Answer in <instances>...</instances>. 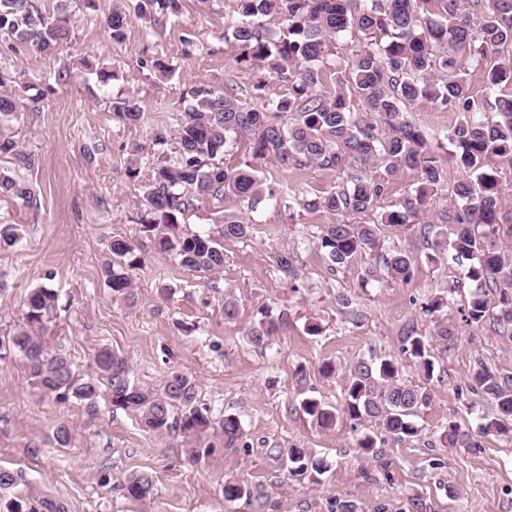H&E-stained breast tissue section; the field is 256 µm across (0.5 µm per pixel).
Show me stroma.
Listing matches in <instances>:
<instances>
[{"instance_id":"obj_1","label":"stroma","mask_w":512,"mask_h":512,"mask_svg":"<svg viewBox=\"0 0 512 512\" xmlns=\"http://www.w3.org/2000/svg\"><path fill=\"white\" fill-rule=\"evenodd\" d=\"M135 11L137 0H95L94 9L73 0L70 39L53 54L0 36V72L18 80L25 108L1 124L32 155L25 168L0 155V170L17 173L34 191L32 202L0 196V224H17L21 244L0 251V338L22 322L30 289L45 286L58 295L57 309L43 332L51 349L69 354L79 372H89L102 347L124 354L141 384L159 385L168 372L192 378L199 406L212 418L235 415L238 439L209 433L186 436L180 428L158 434L145 430L132 413L100 396L94 407L33 388L16 352L0 351V467L17 472L10 494L32 506L53 501L65 512H336L353 504L357 512H408L410 498L426 512H512V440L479 438L474 448H446L439 437L448 423L477 431L487 402L471 394L466 381L476 361L512 368V342L490 327L464 328L445 341L433 335L421 306L436 294L448 297V314L459 319L471 289L456 266L423 260L416 227H386L384 249L418 253L409 284L359 279L370 257L344 272L331 271L320 236L329 218L316 210L273 206L250 210L231 198L222 208L205 204L194 213L189 231L220 237L219 211L250 216L255 231L246 240L221 239L224 270L217 275L179 266L174 256L156 251L140 230L139 182L129 178L133 144L153 154L151 133L173 128L184 109L186 90L197 84L231 82L248 105H258L253 86L258 74L238 63L231 46L239 20L236 0H183L182 12L157 27L134 19L122 45H113L104 27L115 5ZM89 59L115 71L101 84ZM172 65L163 77L152 65ZM69 69L67 84L54 75ZM134 95L143 112L138 125L125 126L110 107L112 97ZM268 182L287 184L299 201L340 181V173L309 167L284 171L260 166ZM130 240L142 263L132 270L134 295L116 298L102 276L112 238ZM295 252L298 278H285L275 253ZM236 298L235 320L224 318L225 298ZM284 311L288 324L263 349L245 332L260 310ZM323 331L311 336L308 321ZM429 336L435 361L432 400L417 419L418 437L386 441L376 453L360 454L348 422L322 430L303 414L299 402L313 397L341 407L342 383L360 360L394 356L403 375L415 379L401 351L408 324ZM336 366L325 377L320 367ZM70 442L54 439L59 425ZM305 448L323 457L324 474L289 472L278 449ZM200 450L191 461L187 448ZM153 474V496L136 501L122 483L132 473ZM248 485V496L226 500L229 481Z\"/></svg>"}]
</instances>
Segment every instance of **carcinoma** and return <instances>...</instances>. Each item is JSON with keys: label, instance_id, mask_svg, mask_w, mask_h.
I'll return each instance as SVG.
<instances>
[{"label": "carcinoma", "instance_id": "carcinoma-1", "mask_svg": "<svg viewBox=\"0 0 512 512\" xmlns=\"http://www.w3.org/2000/svg\"><path fill=\"white\" fill-rule=\"evenodd\" d=\"M69 4L62 0L56 17L49 20L33 0H0V34L30 43L51 53L70 36ZM180 0H139L137 15L153 23L158 16L176 15ZM242 21L232 33L240 60L260 73L256 89L268 79L288 84V94L269 97L259 107L244 104L239 91L229 84L195 85L186 95L191 104L176 116L177 127L159 128L152 134L155 146L175 140L176 151L153 156L138 198L142 232L153 237L159 251L171 253L179 265L193 272L210 274L224 270L223 247L212 237L186 232L188 216L213 201L239 198L254 208L266 203L292 210L288 190L273 186L259 176L256 164L272 162L283 170L316 166L341 171L344 181L319 191L302 205L331 218L320 237L330 269L358 265L373 257L365 268L367 279L389 278L408 283L417 257L409 250L382 251L381 227H401L422 215L432 194L448 180L437 148L416 125L407 106L429 97L458 113L446 139L455 147L452 155L461 173L454 182L450 207L454 214H441L438 223L423 225L426 259H445L464 271L473 288L460 311L465 326L489 321L499 328L512 327V263H505V248L512 244V217L501 212L502 170L512 169V65L496 64L487 73L491 87L511 90L486 105L471 95L467 70L459 54L479 59L512 46V0H238ZM278 16L287 23L279 38L266 32V19ZM481 19L474 26V18ZM129 14L116 7L105 18L112 44L126 39ZM361 37L351 51L347 66L351 80L338 79L334 91H320L324 70L335 65L336 43L345 35ZM14 79L0 73V116L23 107L11 91ZM115 116L127 126L142 118L138 100L132 96L112 101ZM243 151L245 161L230 162V150ZM13 156L18 164L31 166V159L17 142L0 132V155ZM375 167L384 177L370 174ZM419 174L418 185L392 208L375 213L376 203L388 193L391 181L405 171ZM0 195L30 202L33 189L16 176L0 172ZM355 215L374 216L364 222H347ZM217 223L226 238L252 236L253 225L235 213H222ZM17 224H0V251L21 242ZM112 260L103 268L112 292L127 299L132 295L129 271L140 258L133 244L120 237L110 244ZM281 273L293 276L296 256L281 251L275 255ZM57 295L46 287L30 290L24 301L23 324L0 339V349L20 353L30 384L61 399L74 398L91 407L106 389L112 405L129 410L141 424L156 433L172 428L174 411H181V430L201 434L219 427L225 437L241 434L239 419L228 414L213 425L209 410L197 405L196 386L179 371H171L158 387L136 382L128 360L109 348L95 354L93 372L80 374L69 354L45 347L41 332L55 310ZM448 299L438 295L423 306L434 317L436 336L448 340L458 326L443 310ZM287 315L271 310L246 331L249 342L265 348L286 324ZM402 351L411 358L419 382L402 375V364L393 357L360 361L343 379L344 403L339 411L315 398H305L301 408L322 429L336 425L338 414L356 425L374 421L393 440L402 442L419 433L416 417L430 403L429 385L435 362L427 337L411 324L402 336ZM472 393L493 405L481 414L480 436L512 437V371L483 363L468 377ZM449 448H472L476 442L455 422L440 436ZM278 454L298 475H321L327 466L321 457L303 448H280ZM16 483L14 472L0 468V512H37L26 509L16 498L3 500V493ZM126 495L145 500L154 493V477L132 473L123 485Z\"/></svg>", "mask_w": 512, "mask_h": 512}]
</instances>
